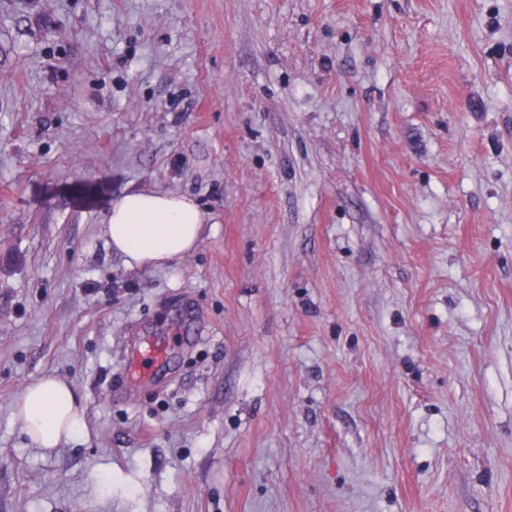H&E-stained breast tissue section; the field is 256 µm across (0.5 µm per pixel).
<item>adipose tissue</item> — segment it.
Wrapping results in <instances>:
<instances>
[{
  "mask_svg": "<svg viewBox=\"0 0 512 512\" xmlns=\"http://www.w3.org/2000/svg\"><path fill=\"white\" fill-rule=\"evenodd\" d=\"M203 223L202 211L189 196L135 191L113 202L106 234L128 265L160 267L196 248ZM15 408L21 431L34 447L54 450L81 431L82 398L56 376L29 385Z\"/></svg>",
  "mask_w": 512,
  "mask_h": 512,
  "instance_id": "obj_1",
  "label": "adipose tissue"
}]
</instances>
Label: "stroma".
<instances>
[{"instance_id":"obj_1","label":"stroma","mask_w":512,"mask_h":512,"mask_svg":"<svg viewBox=\"0 0 512 512\" xmlns=\"http://www.w3.org/2000/svg\"><path fill=\"white\" fill-rule=\"evenodd\" d=\"M0 512H512V0H0ZM203 224V213L189 196L135 191L112 203L106 234L129 266L160 267L195 249ZM165 359V351L159 347L152 346L144 349L136 357L134 363V373L136 376H146L151 373L158 363ZM15 408L21 431L35 448L53 451L81 431L82 398L56 376H43L29 385Z\"/></svg>"}]
</instances>
